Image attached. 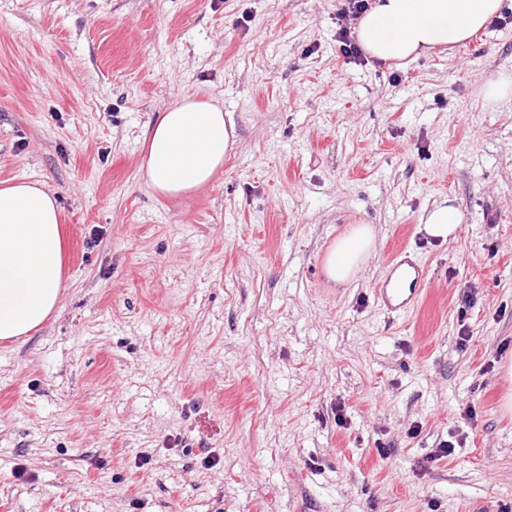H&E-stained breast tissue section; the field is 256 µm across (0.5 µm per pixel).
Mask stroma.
<instances>
[{"label":"stroma","instance_id":"35a3bbf8","mask_svg":"<svg viewBox=\"0 0 512 512\" xmlns=\"http://www.w3.org/2000/svg\"><path fill=\"white\" fill-rule=\"evenodd\" d=\"M341 6L0 0V183L55 192L65 246L56 311L0 341V512L512 507V100L481 93L512 21L359 64ZM193 94L236 144L161 198L144 137ZM354 224L376 248L341 288L323 259ZM401 247L427 296L391 317L371 287ZM460 212L451 205L439 204L427 214L423 230L427 236L443 242L455 238L459 229Z\"/></svg>","mask_w":512,"mask_h":512}]
</instances>
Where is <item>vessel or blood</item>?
Instances as JSON below:
<instances>
[{
	"label": "vessel or blood",
	"instance_id": "obj_1",
	"mask_svg": "<svg viewBox=\"0 0 512 512\" xmlns=\"http://www.w3.org/2000/svg\"><path fill=\"white\" fill-rule=\"evenodd\" d=\"M391 274L372 287L380 309L388 315L405 314L419 303L425 288L422 260L407 248H399L390 261Z\"/></svg>",
	"mask_w": 512,
	"mask_h": 512
}]
</instances>
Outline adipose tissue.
Segmentation results:
<instances>
[{
  "label": "adipose tissue",
  "mask_w": 512,
  "mask_h": 512,
  "mask_svg": "<svg viewBox=\"0 0 512 512\" xmlns=\"http://www.w3.org/2000/svg\"><path fill=\"white\" fill-rule=\"evenodd\" d=\"M501 0H373L357 26L371 59L396 62L453 50L499 14ZM144 141L140 177L155 193L177 196L209 184L235 144L221 107L186 95L158 112ZM60 206L35 183L0 188V339L38 329L56 310L63 286ZM376 247L372 225L355 224L330 247L324 272L352 281Z\"/></svg>",
  "instance_id": "obj_1"
}]
</instances>
